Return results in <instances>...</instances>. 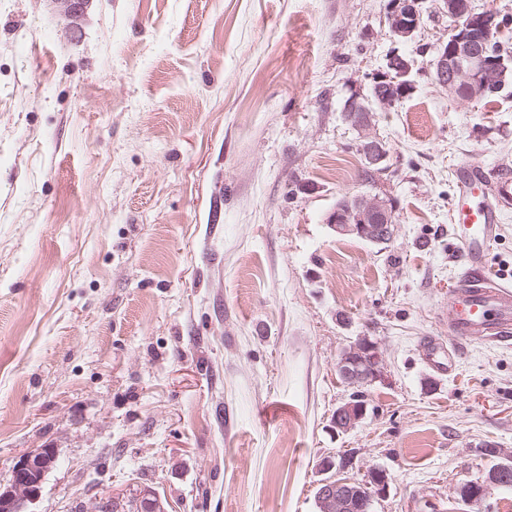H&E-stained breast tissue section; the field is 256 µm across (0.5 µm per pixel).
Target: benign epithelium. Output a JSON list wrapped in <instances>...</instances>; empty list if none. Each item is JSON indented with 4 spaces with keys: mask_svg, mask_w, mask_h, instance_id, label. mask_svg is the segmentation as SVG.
<instances>
[{
    "mask_svg": "<svg viewBox=\"0 0 512 512\" xmlns=\"http://www.w3.org/2000/svg\"><path fill=\"white\" fill-rule=\"evenodd\" d=\"M447 16L465 20L451 30L449 42L440 45L430 63L435 82L450 94L462 99L476 98L486 91L506 86L508 60L492 54L487 47L478 46L477 34L490 42L494 19L485 11L477 12L469 0H439ZM387 20L394 38L407 41L413 38L420 23L419 0H392ZM413 60L394 53L389 56L386 70L378 74L372 90L373 102L368 104L356 95L351 96L344 111L348 121L358 130L365 131L372 124L373 112L393 107L413 89L408 80ZM360 150L365 164L375 168L386 159L383 144L368 136L363 137ZM329 224L339 235L355 236L369 242L388 239L394 233V215L390 203L379 197L348 196L329 216ZM340 375L352 376L362 384L380 380L384 376V359L376 342L367 336L345 348L336 366ZM365 409L349 401L336 409L333 428L345 433L354 428L364 417ZM56 449L36 448L21 455L12 470L11 484L0 490V512H30L29 505L39 497L45 475L57 464ZM349 469L346 461L335 464L328 457L321 461L320 470L326 478L320 480V500L336 507V512H360L359 505L370 504L389 489L386 471L373 469L360 480H337L327 476L333 469ZM512 469V457L504 458L485 476L465 485L466 498L479 501L486 498L493 487H507L502 479L504 472Z\"/></svg>",
    "mask_w": 512,
    "mask_h": 512,
    "instance_id": "obj_1",
    "label": "benign epithelium"
}]
</instances>
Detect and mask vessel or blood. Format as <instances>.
<instances>
[{"instance_id":"obj_1","label":"vessel or blood","mask_w":512,"mask_h":512,"mask_svg":"<svg viewBox=\"0 0 512 512\" xmlns=\"http://www.w3.org/2000/svg\"><path fill=\"white\" fill-rule=\"evenodd\" d=\"M458 198L449 221L458 241L461 269L451 299L438 317L463 345L474 340L512 338V287L503 285L486 265V254L500 232L501 205L512 204V177L489 181L482 170L460 166Z\"/></svg>"}]
</instances>
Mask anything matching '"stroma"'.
Segmentation results:
<instances>
[{"mask_svg": "<svg viewBox=\"0 0 512 512\" xmlns=\"http://www.w3.org/2000/svg\"><path fill=\"white\" fill-rule=\"evenodd\" d=\"M0 0V487L56 448L32 512L152 490L166 512H318L323 458L387 471L372 512H512L460 490L512 452V340L460 348L456 171L512 174V92L463 101L430 62L452 21L421 0ZM412 92L360 133L344 112L392 52ZM387 158L367 168L362 136ZM393 206L383 244L336 234L346 196ZM512 284V206L489 253ZM383 380L332 428L359 337ZM419 0H392L387 20L394 38L407 41L413 38L420 23ZM362 392H355L352 396V401L357 404H365L364 396L359 394ZM351 401L345 403L336 409V414L333 418V428L338 433H345L354 428L364 417L365 409L358 406Z\"/></svg>", "mask_w": 512, "mask_h": 512, "instance_id": "35a3bbf8", "label": "stroma"}]
</instances>
